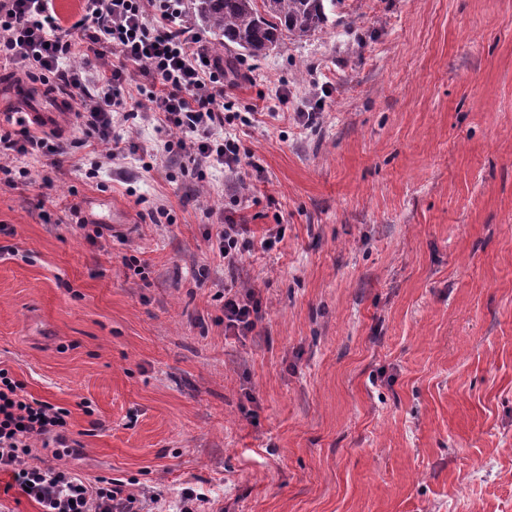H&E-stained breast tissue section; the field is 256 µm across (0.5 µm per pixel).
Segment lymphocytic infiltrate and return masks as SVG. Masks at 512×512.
I'll list each match as a JSON object with an SVG mask.
<instances>
[{"label":"lymphocytic infiltrate","instance_id":"f902f5d3","mask_svg":"<svg viewBox=\"0 0 512 512\" xmlns=\"http://www.w3.org/2000/svg\"><path fill=\"white\" fill-rule=\"evenodd\" d=\"M184 0H86L76 27L65 26L53 0H0V60L19 70L60 81L78 99L77 124L107 146V158L121 155L120 131L132 120L155 121L159 131L177 130L165 140L185 167L205 172L241 161V146L215 132L224 113V65L211 56L200 33L183 20ZM109 58L106 67L93 59ZM63 143L29 136L0 135V176L27 177L22 156L64 153ZM253 241L245 225H218L211 247L225 269H234ZM224 328L251 332L261 315L252 291L224 286ZM69 413L27 398L24 385L0 368V470L11 473L19 490L40 512H142L140 498L122 480L89 484L72 471L29 463L35 441L65 439Z\"/></svg>","mask_w":512,"mask_h":512}]
</instances>
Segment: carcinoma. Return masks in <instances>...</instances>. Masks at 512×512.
<instances>
[{
	"instance_id": "cac0c4a2",
	"label": "carcinoma",
	"mask_w": 512,
	"mask_h": 512,
	"mask_svg": "<svg viewBox=\"0 0 512 512\" xmlns=\"http://www.w3.org/2000/svg\"><path fill=\"white\" fill-rule=\"evenodd\" d=\"M336 0H191L196 15L222 40L260 55L284 38L303 40L324 28L325 3Z\"/></svg>"
}]
</instances>
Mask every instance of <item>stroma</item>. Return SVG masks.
Returning a JSON list of instances; mask_svg holds the SVG:
<instances>
[{"label": "stroma", "instance_id": "35a3bbf8", "mask_svg": "<svg viewBox=\"0 0 512 512\" xmlns=\"http://www.w3.org/2000/svg\"><path fill=\"white\" fill-rule=\"evenodd\" d=\"M232 54L230 111L277 110L223 127L252 161L184 172L140 120L107 159L73 101L66 152L0 181V368L75 443L37 460L164 512H512V0H340ZM226 224H218L211 247L218 257L224 261V271L236 268L240 258L251 250L253 240L247 237V228L243 224H235L231 218L224 219ZM224 328L234 336H245L255 326V320L261 315V301L254 291L242 292L235 288L233 280H224Z\"/></svg>", "mask_w": 512, "mask_h": 512}]
</instances>
